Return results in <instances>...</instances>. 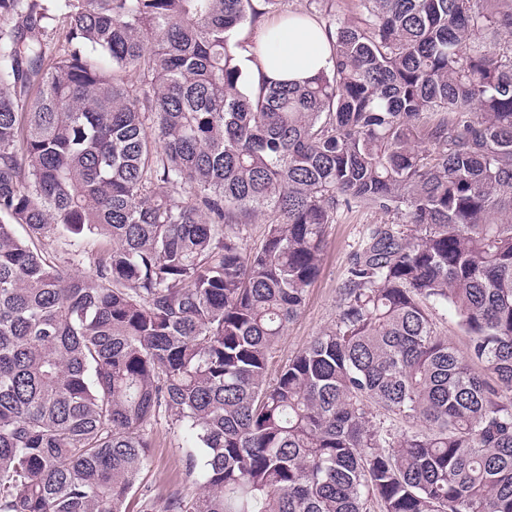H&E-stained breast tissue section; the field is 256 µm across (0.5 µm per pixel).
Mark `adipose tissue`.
Here are the masks:
<instances>
[{"label":"adipose tissue","instance_id":"1","mask_svg":"<svg viewBox=\"0 0 512 512\" xmlns=\"http://www.w3.org/2000/svg\"><path fill=\"white\" fill-rule=\"evenodd\" d=\"M331 50L324 30L313 20L295 16L268 23L261 31L255 54L241 60L251 81H302L329 70Z\"/></svg>","mask_w":512,"mask_h":512}]
</instances>
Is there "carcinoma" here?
Returning a JSON list of instances; mask_svg holds the SVG:
<instances>
[{"label": "carcinoma", "mask_w": 512, "mask_h": 512, "mask_svg": "<svg viewBox=\"0 0 512 512\" xmlns=\"http://www.w3.org/2000/svg\"><path fill=\"white\" fill-rule=\"evenodd\" d=\"M359 8L329 72L246 85L253 0H0V512H129L162 413L205 492L139 512H512V52L471 42L512 13ZM354 206L402 222L272 377ZM55 227L108 248L72 274ZM432 319L436 324L437 332L460 352H465L468 338L460 329L457 317L452 309L437 306L432 310Z\"/></svg>", "instance_id": "carcinoma-1"}]
</instances>
